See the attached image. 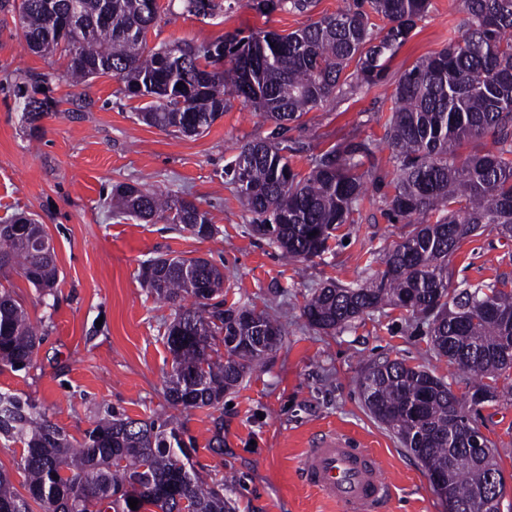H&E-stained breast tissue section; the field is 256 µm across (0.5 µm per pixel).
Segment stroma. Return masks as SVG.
<instances>
[{
  "instance_id": "stroma-1",
  "label": "stroma",
  "mask_w": 512,
  "mask_h": 512,
  "mask_svg": "<svg viewBox=\"0 0 512 512\" xmlns=\"http://www.w3.org/2000/svg\"><path fill=\"white\" fill-rule=\"evenodd\" d=\"M215 18L184 12L181 0H159L163 9L147 33L149 47L177 41L206 45L225 34L271 31L281 35L336 13L344 0H316L305 13H258L252 0H230ZM460 17L458 0H431L427 15L390 60L389 83L332 99L289 123L285 135L293 168L308 174L316 158L349 141L374 148L378 179L369 187L356 223L336 230L328 250L307 263L286 260L256 231L253 217L224 176V164L247 141L273 126L239 100L199 136L163 131L137 118L143 101L121 94L109 75L81 85L64 78L63 57L29 51L13 0H0V222L24 212L43 224L54 245L59 281L42 298L17 273L5 282L40 338L36 362L22 371H0V391L28 399L75 438L107 412L144 419L164 407V378L171 354L164 334L174 317L139 279L143 261L161 254L210 259L224 274V297L275 316L285 336L266 363L243 378L209 409L176 408L197 448L192 462L207 482H226L235 512H342L305 486L299 461L311 439L339 430L373 452L393 495L381 512H448L428 471L397 436L366 408L358 379L372 362L400 360L427 367L457 396L470 376L437 355L410 311L384 307L349 326L324 331L303 315L308 297L329 284L364 282L381 270L373 256L400 242L404 222L382 203L392 194L393 167L385 143L391 84L422 58L440 51ZM44 76L54 112L39 138L25 131L14 88L21 78ZM140 183L195 201L208 210L213 237L201 240L160 221L118 216L115 185ZM512 284V241L486 231L467 238L448 260V286L494 279ZM496 401L471 416L495 446L512 512V370L496 382ZM224 423V446L209 442Z\"/></svg>"
}]
</instances>
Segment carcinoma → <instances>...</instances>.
Returning a JSON list of instances; mask_svg holds the SVG:
<instances>
[{"mask_svg": "<svg viewBox=\"0 0 512 512\" xmlns=\"http://www.w3.org/2000/svg\"><path fill=\"white\" fill-rule=\"evenodd\" d=\"M77 15L68 37L51 24L46 2ZM192 15L223 11L217 0H182ZM312 0H253L261 12H304ZM430 0H352L282 36L259 31L195 47L188 42L153 49L147 33L159 17L157 0H21L27 47L66 60L73 83L112 75L132 97L147 98L138 118L149 126L199 135L211 128L233 95L263 118L289 122L341 96L379 86L388 62L428 12ZM386 20L375 29L370 14ZM461 17L448 47L421 59L398 78L385 141L395 173L388 214L413 229L381 258L377 279L356 287L316 289L303 308L321 330L348 326L362 314L394 306L427 323L437 353L472 379L469 401L425 368L397 360L375 363L359 388L366 406L397 434L432 474L444 477L457 512H490L495 459L468 448L475 429L469 407L499 397L496 380L512 369V290L490 282L448 296V257L481 229L512 240V0H461ZM231 67L224 69V59ZM181 88H176V85ZM15 96L30 135L55 108L41 81L16 85ZM491 137L493 149L463 156L467 143ZM276 137L249 141L224 166V174L258 232L282 254L307 262L368 197L375 171L363 169L371 144L349 142L315 160L308 175L291 167ZM112 200L140 221L162 218L200 239L214 235L208 212L187 199L170 200L144 185L123 184ZM23 216L0 224V272L14 271L42 295L55 288V257L43 254L46 232ZM142 282L156 299L176 308L165 332L172 355L165 381L167 401L212 408L281 343L282 326L263 311L213 302L224 275L205 258L159 255L142 263ZM192 298L187 307L184 301ZM224 342V356L212 342ZM39 345L25 309L0 290V369L21 371ZM0 435L23 445L19 469L27 495L0 470V512H233L224 484L208 485L191 462L193 442L170 418L132 419L112 411L77 440L35 404L0 392ZM138 500L137 510L128 499Z\"/></svg>", "mask_w": 512, "mask_h": 512, "instance_id": "obj_1", "label": "carcinoma"}]
</instances>
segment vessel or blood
Here are the masks:
<instances>
[{
  "instance_id": "1",
  "label": "vessel or blood",
  "mask_w": 512,
  "mask_h": 512,
  "mask_svg": "<svg viewBox=\"0 0 512 512\" xmlns=\"http://www.w3.org/2000/svg\"><path fill=\"white\" fill-rule=\"evenodd\" d=\"M303 483L344 512H376L392 495L375 455L351 445L343 433L320 434L300 464Z\"/></svg>"
}]
</instances>
